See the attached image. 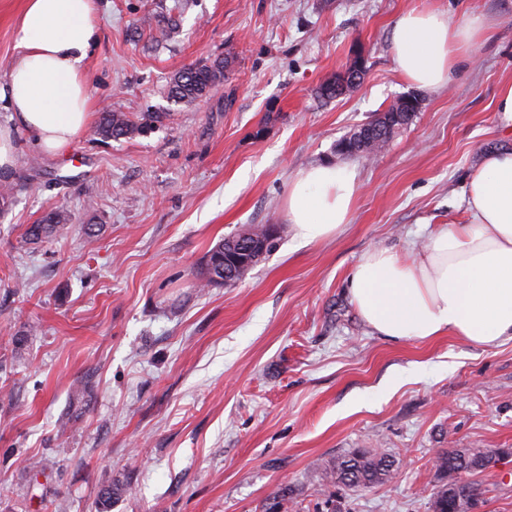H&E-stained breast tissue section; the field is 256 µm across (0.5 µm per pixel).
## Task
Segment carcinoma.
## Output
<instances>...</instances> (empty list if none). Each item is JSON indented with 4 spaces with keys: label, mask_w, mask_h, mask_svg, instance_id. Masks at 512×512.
<instances>
[{
    "label": "carcinoma",
    "mask_w": 512,
    "mask_h": 512,
    "mask_svg": "<svg viewBox=\"0 0 512 512\" xmlns=\"http://www.w3.org/2000/svg\"><path fill=\"white\" fill-rule=\"evenodd\" d=\"M231 54L213 61H200L171 77L167 96L174 102H193L207 96L224 82V70L228 67ZM416 112H398L391 106L375 120L367 123L370 135L360 139L362 128H357L340 143V152L357 155L368 154L384 147L396 130L408 125ZM163 112H143L132 118L119 107L100 114L96 127L97 134L105 140L132 138L162 122ZM65 216L52 211L36 223L30 225L25 233L31 244H41L51 240L62 227ZM266 224H245L230 239L251 240L265 235ZM224 279V242L217 243L206 257L204 273L200 287L209 288ZM488 453L486 448H460L441 450L437 456V484L431 499V512H457L454 500L448 497V486L456 482L457 473L467 478L468 484L477 487L473 477L484 472L478 461ZM321 479H331L338 485L349 488L367 489L396 475L395 460L375 449H358L338 457L327 465H315Z\"/></svg>",
    "instance_id": "obj_1"
}]
</instances>
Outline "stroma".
<instances>
[{
	"mask_svg": "<svg viewBox=\"0 0 512 512\" xmlns=\"http://www.w3.org/2000/svg\"><path fill=\"white\" fill-rule=\"evenodd\" d=\"M86 80L95 112H161L130 139L87 132L63 156L22 144L0 207V512H430L441 448L501 449L476 478L480 512H512V341H391L352 303L367 251L420 249L470 220L484 158L512 150L497 112L512 84V0H97ZM476 15L487 36L382 151L338 142L412 88L391 53L406 11ZM24 0H0V84ZM173 22L152 39L147 18ZM234 59L221 86L167 98L194 63ZM364 61L360 87H317ZM358 173L350 224L298 244L296 174ZM53 209L68 228L42 245L27 225ZM95 224L97 236L81 227ZM244 224H275L270 251L230 286L198 292L208 251ZM24 344H16L18 335ZM82 397H75V388ZM356 448L398 474L364 491L323 484L315 464Z\"/></svg>",
	"mask_w": 512,
	"mask_h": 512,
	"instance_id": "1",
	"label": "stroma"
}]
</instances>
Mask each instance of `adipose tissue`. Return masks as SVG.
I'll return each mask as SVG.
<instances>
[{
  "mask_svg": "<svg viewBox=\"0 0 512 512\" xmlns=\"http://www.w3.org/2000/svg\"><path fill=\"white\" fill-rule=\"evenodd\" d=\"M485 29L476 16L459 20L437 10H411L396 22L391 51L411 85L445 86ZM99 39L97 0H26L17 54L0 101L11 122L0 125V177L14 169L17 141L27 136L59 156L87 131L91 99L86 67ZM355 169L319 164L302 170L288 190V222L308 244L350 223ZM471 221L444 224L413 259L390 249L365 253L349 293L364 322L383 338L429 340L443 335L490 347L512 341V151L489 155L467 189Z\"/></svg>",
  "mask_w": 512,
  "mask_h": 512,
  "instance_id": "ef3b65f1",
  "label": "adipose tissue"
}]
</instances>
